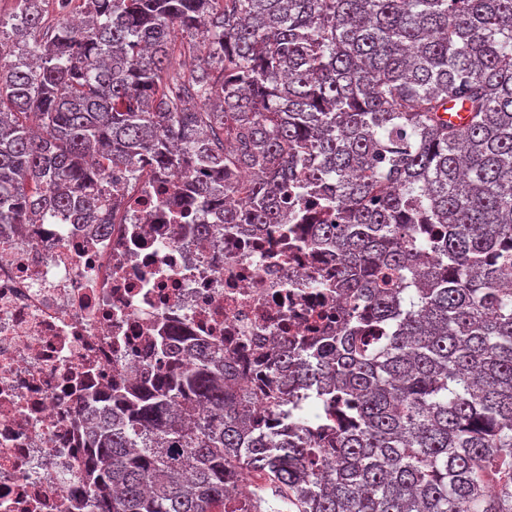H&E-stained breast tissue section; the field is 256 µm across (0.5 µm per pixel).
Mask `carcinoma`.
<instances>
[{
  "label": "carcinoma",
  "instance_id": "1",
  "mask_svg": "<svg viewBox=\"0 0 512 512\" xmlns=\"http://www.w3.org/2000/svg\"><path fill=\"white\" fill-rule=\"evenodd\" d=\"M74 2L10 18L0 225L110 224L98 184L148 158L225 224L313 194L349 297L276 359L274 429L206 342L80 402L86 512H512V0H83L45 30Z\"/></svg>",
  "mask_w": 512,
  "mask_h": 512
}]
</instances>
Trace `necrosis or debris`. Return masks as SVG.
<instances>
[{
  "mask_svg": "<svg viewBox=\"0 0 512 512\" xmlns=\"http://www.w3.org/2000/svg\"><path fill=\"white\" fill-rule=\"evenodd\" d=\"M179 171L143 173L111 224L0 226V512H74L87 457L75 410L159 366V337L223 348L242 382L284 342L335 332L336 258L298 222L201 234L161 204Z\"/></svg>",
  "mask_w": 512,
  "mask_h": 512,
  "instance_id": "necrosis-or-debris-1",
  "label": "necrosis or debris"
}]
</instances>
